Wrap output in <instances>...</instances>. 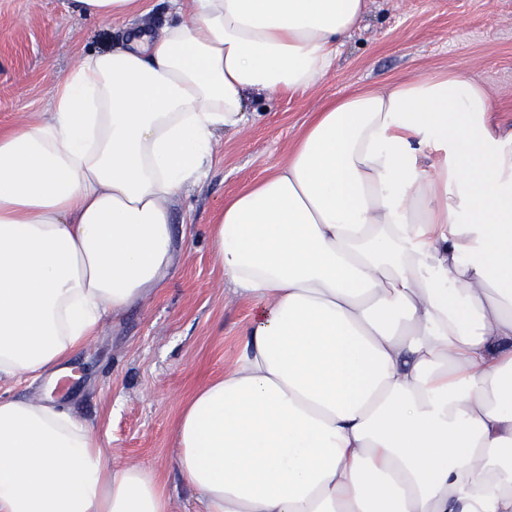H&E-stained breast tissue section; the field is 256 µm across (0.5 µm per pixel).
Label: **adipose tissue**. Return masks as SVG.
<instances>
[{
	"mask_svg": "<svg viewBox=\"0 0 512 512\" xmlns=\"http://www.w3.org/2000/svg\"><path fill=\"white\" fill-rule=\"evenodd\" d=\"M366 0H185L76 56L0 132V381L59 380L175 259L174 210L248 96L313 88ZM461 70L315 112L208 229L252 317L175 427L203 512H512V134ZM0 512H170L50 399L0 393Z\"/></svg>",
	"mask_w": 512,
	"mask_h": 512,
	"instance_id": "1",
	"label": "adipose tissue"
}]
</instances>
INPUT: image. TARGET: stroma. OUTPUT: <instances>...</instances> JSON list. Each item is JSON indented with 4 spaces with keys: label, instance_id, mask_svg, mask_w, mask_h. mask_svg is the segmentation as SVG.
<instances>
[{
    "label": "stroma",
    "instance_id": "1",
    "mask_svg": "<svg viewBox=\"0 0 512 512\" xmlns=\"http://www.w3.org/2000/svg\"><path fill=\"white\" fill-rule=\"evenodd\" d=\"M70 0H0V131L52 109V87L77 53L159 33L176 16L170 0H144V13L101 22ZM462 69L494 94L492 119L512 133V0H369L366 17L317 87L249 97L259 120L219 135L210 171L178 206L176 259L163 287L116 319L68 359L69 386L56 405L88 424L120 463L151 468L170 512H196L195 493L172 463L182 404L232 363L251 307L226 291L206 231L219 206L285 160L327 101L425 74Z\"/></svg>",
    "mask_w": 512,
    "mask_h": 512
}]
</instances>
